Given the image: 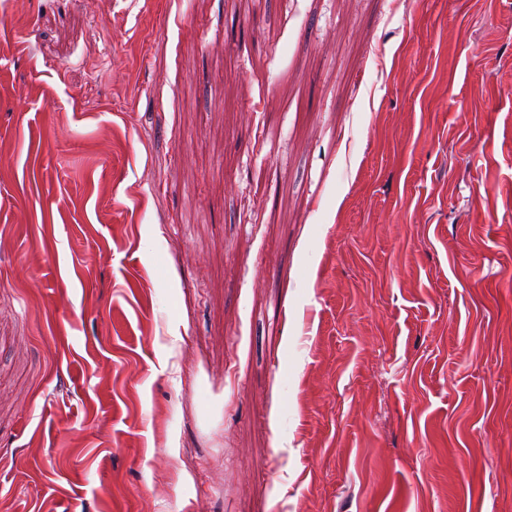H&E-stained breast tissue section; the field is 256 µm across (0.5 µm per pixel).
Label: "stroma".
Instances as JSON below:
<instances>
[{
    "instance_id": "35a3bbf8",
    "label": "stroma",
    "mask_w": 512,
    "mask_h": 512,
    "mask_svg": "<svg viewBox=\"0 0 512 512\" xmlns=\"http://www.w3.org/2000/svg\"><path fill=\"white\" fill-rule=\"evenodd\" d=\"M0 512H512V0H0Z\"/></svg>"
}]
</instances>
